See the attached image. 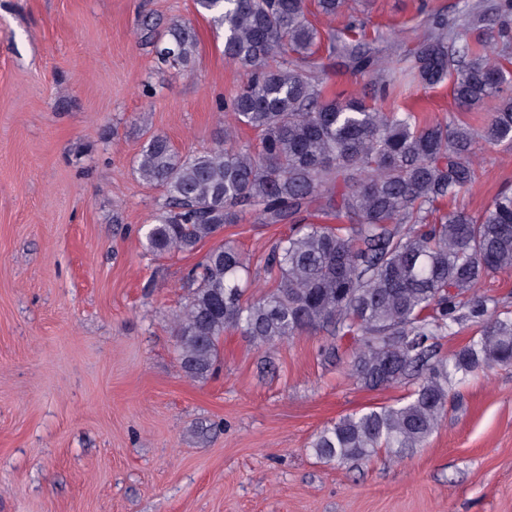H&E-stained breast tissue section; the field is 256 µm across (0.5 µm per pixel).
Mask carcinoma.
I'll list each match as a JSON object with an SVG mask.
<instances>
[{
  "label": "carcinoma",
  "instance_id": "cac0c4a2",
  "mask_svg": "<svg viewBox=\"0 0 512 512\" xmlns=\"http://www.w3.org/2000/svg\"><path fill=\"white\" fill-rule=\"evenodd\" d=\"M195 2L223 31L224 58L247 79L217 102L231 117L224 141L182 155L153 135L142 147L140 179L165 191L145 247L192 253L247 216L298 229L264 258L269 290L246 295L254 283L250 261L230 244L188 270L175 325L180 367L206 377L229 330L257 344L307 329L357 336L350 371L358 382L381 391L416 386L393 404L339 418L311 448L338 465L380 453L399 460L439 428L448 400L470 376L512 365V315L480 291L512 270V191L477 217L437 208L469 191L482 152L512 144V82L499 61L512 49V0L433 15L428 37L392 66L363 44L342 46L369 77L379 98L373 104L364 95L325 96L311 60L320 33L305 0ZM197 45L194 28L175 22L157 40L156 55L188 67ZM403 76L424 86L452 80L462 111L491 104L484 126L385 107L403 96ZM242 126L257 132L256 146L231 144ZM314 210L340 223L316 224ZM467 323L479 325L478 334L437 356L438 341Z\"/></svg>",
  "mask_w": 512,
  "mask_h": 512
}]
</instances>
